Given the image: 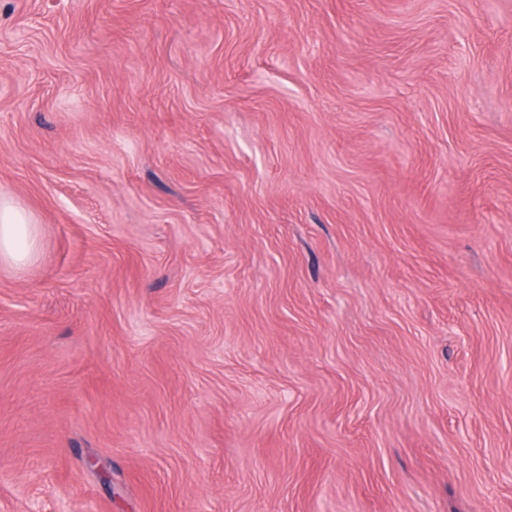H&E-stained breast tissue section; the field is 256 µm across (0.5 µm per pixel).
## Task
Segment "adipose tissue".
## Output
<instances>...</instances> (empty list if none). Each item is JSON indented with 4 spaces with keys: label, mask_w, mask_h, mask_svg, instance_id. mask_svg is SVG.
<instances>
[{
    "label": "adipose tissue",
    "mask_w": 512,
    "mask_h": 512,
    "mask_svg": "<svg viewBox=\"0 0 512 512\" xmlns=\"http://www.w3.org/2000/svg\"><path fill=\"white\" fill-rule=\"evenodd\" d=\"M38 245L39 228L32 214L0 195V262L25 266L34 259Z\"/></svg>",
    "instance_id": "1"
}]
</instances>
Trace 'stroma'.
Segmentation results:
<instances>
[{
  "mask_svg": "<svg viewBox=\"0 0 512 512\" xmlns=\"http://www.w3.org/2000/svg\"><path fill=\"white\" fill-rule=\"evenodd\" d=\"M0 512H512V0H0ZM38 245L39 228L32 214L0 194V262L23 267L34 259Z\"/></svg>",
  "mask_w": 512,
  "mask_h": 512,
  "instance_id": "obj_1",
  "label": "stroma"
}]
</instances>
